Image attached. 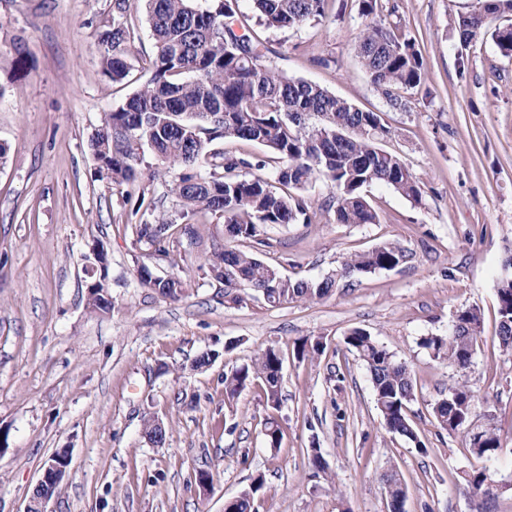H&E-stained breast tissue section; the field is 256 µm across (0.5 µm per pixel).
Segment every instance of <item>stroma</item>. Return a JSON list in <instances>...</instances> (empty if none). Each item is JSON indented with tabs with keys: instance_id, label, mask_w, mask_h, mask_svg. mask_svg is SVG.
<instances>
[{
	"instance_id": "obj_1",
	"label": "stroma",
	"mask_w": 512,
	"mask_h": 512,
	"mask_svg": "<svg viewBox=\"0 0 512 512\" xmlns=\"http://www.w3.org/2000/svg\"><path fill=\"white\" fill-rule=\"evenodd\" d=\"M476 0H381L380 15L420 50L424 82L409 108L388 106L357 61L359 0H329L328 17L288 31H260L271 60L356 107L381 113L397 155L420 182L421 203L374 185L376 224H264L259 257L283 275L317 280L350 254L389 241L405 262L340 280L326 298L278 306L225 301L202 264L213 246L250 249L223 219L182 238L179 265L191 281L173 301L141 287L135 264L165 274L137 243L135 203L94 177L90 140L135 83L102 72L97 21L111 0H0V512H22L46 460L71 454L70 476L52 512H224L226 500L263 477L259 512H387L382 476L397 469L405 512H512V351L497 338V284L512 256V57L491 37L472 41L459 73L453 19ZM107 256L109 313L86 304L88 259ZM483 326L463 372L434 358L421 337L447 334L460 309ZM366 330L414 373L410 417L425 451L387 432L365 366L342 343ZM322 338L315 360L296 342ZM284 357L280 448L267 447L268 410L259 386L224 400V374L263 349ZM220 351L195 370L201 353ZM168 372H158L160 363ZM474 393L472 423L495 428L501 448L491 481L472 498L465 473L478 467L465 439L438 427L433 407L457 380ZM168 431L142 434L145 417ZM319 448L327 473H315ZM212 482L200 488L197 471Z\"/></svg>"
}]
</instances>
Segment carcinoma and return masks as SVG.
Wrapping results in <instances>:
<instances>
[{
    "instance_id": "carcinoma-1",
    "label": "carcinoma",
    "mask_w": 512,
    "mask_h": 512,
    "mask_svg": "<svg viewBox=\"0 0 512 512\" xmlns=\"http://www.w3.org/2000/svg\"><path fill=\"white\" fill-rule=\"evenodd\" d=\"M154 40L153 53L144 57L148 78L116 110L108 113L92 137L90 149L96 174L112 191L129 200L145 195L148 186L164 180L175 208L162 210L136 224L137 242L156 245L169 261L172 278L166 280L153 267L136 263L135 274L144 288L164 298L186 295L187 280L174 259L179 240L195 236L193 221L206 215L220 216L236 231V237L258 245L262 224H310L317 212H334L340 224H376L379 215L364 189L383 184L406 199L420 203V182L402 160L384 150L381 142L390 130L383 117L363 111L326 89L288 76L272 65L268 52L254 34L258 25L284 31L320 22L328 0H252L254 14L239 9V0H139ZM378 0H360L362 27L353 51L371 84L394 110L407 101L399 91L421 84L425 67L415 41L398 33V27L377 13ZM130 0H112V13L99 22L98 46L102 69L113 83L122 84L132 69L135 31L128 22ZM512 14V0H477L473 10L453 20L458 40L464 45L491 36L498 52L512 57V26L497 21ZM260 145L264 155L242 152L227 155L224 142ZM154 152L156 163L144 159V146ZM273 167L276 183L258 172ZM317 179L332 192L314 208L302 194ZM404 250L382 243L354 253L341 265L340 275L350 277L399 266ZM106 266L100 267L96 285L88 290L87 306L99 313L112 309L105 290ZM205 273L224 285V297L240 304L249 297L267 295V303L317 300L329 295L336 279L293 281L254 252L218 246L205 263ZM280 282H275V278ZM498 339L512 351V284L499 283ZM482 313L477 307L457 311L456 330L426 336L421 345L437 358L460 370L471 363L481 332ZM346 350L366 366L376 408L385 429L416 447L424 448L409 416L414 400V374L370 333L351 329L343 337ZM324 350L321 339L297 342L295 354L314 359ZM284 357L267 347L251 363L224 374V397L234 399L247 386L259 384L266 407L278 410ZM474 395L464 382L448 389L433 407L438 426L464 435L472 455L488 460L501 448L500 435L491 428H470ZM265 437L272 448L281 446L283 432L275 417L265 422ZM143 434L155 444L166 441L157 420L143 421ZM488 469L477 467L467 474L473 495L484 493ZM388 499L396 504L406 498L396 471L384 476ZM264 487L260 479L232 499L230 512H256L255 502Z\"/></svg>"
}]
</instances>
